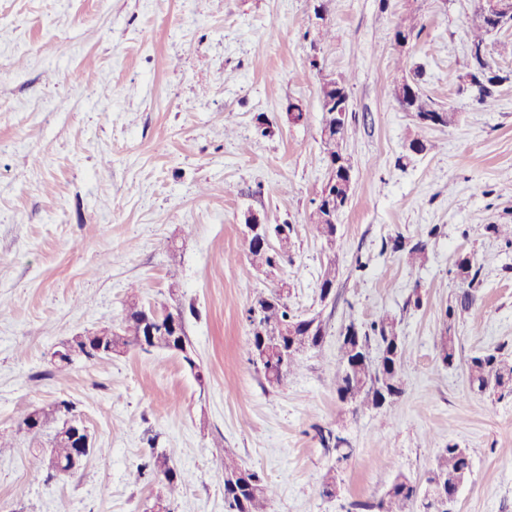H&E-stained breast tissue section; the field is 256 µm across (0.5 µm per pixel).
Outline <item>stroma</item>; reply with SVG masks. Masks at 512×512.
<instances>
[{"label": "stroma", "instance_id": "1", "mask_svg": "<svg viewBox=\"0 0 512 512\" xmlns=\"http://www.w3.org/2000/svg\"><path fill=\"white\" fill-rule=\"evenodd\" d=\"M476 22L474 0H0V512H150L158 484L130 471L154 448L175 449L183 473L171 512H225L228 453L273 485L270 512H378L397 476L424 487L451 443L472 462L455 512H512V396L471 393L463 368L512 354V246L486 230L512 222V56L498 52L512 27L486 37L507 77L486 109L459 80ZM344 71L353 192L324 301L319 88ZM403 74L459 121L420 126L393 97ZM413 139L427 149L411 157ZM250 212L294 226L288 305L327 330L278 387L246 352L253 297L274 287L248 259ZM399 236L426 239L423 267L393 251ZM461 253L482 282L447 368L435 341ZM133 295L182 312L187 353L133 347L53 374L62 341L120 324ZM383 313L406 346L405 392L359 409L334 391L340 331ZM61 400L93 451L50 477L40 451L60 416L36 435L21 423ZM327 430L346 455L322 447Z\"/></svg>", "mask_w": 512, "mask_h": 512}]
</instances>
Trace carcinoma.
<instances>
[{
  "instance_id": "1",
  "label": "carcinoma",
  "mask_w": 512,
  "mask_h": 512,
  "mask_svg": "<svg viewBox=\"0 0 512 512\" xmlns=\"http://www.w3.org/2000/svg\"><path fill=\"white\" fill-rule=\"evenodd\" d=\"M479 34L471 41L467 76L471 78L469 87L475 93L479 104L493 105L495 88L506 80V77L493 70L485 56L477 54L484 46L482 34L494 30L488 24L476 25ZM413 92L408 100V108L419 116L436 115L440 118L437 125L443 128L455 125L459 113L451 107L444 108L424 94L416 81H411ZM345 124H340L336 133L321 139L323 153L327 160L328 172L325 187L337 183L341 179L342 161L345 160L343 140ZM291 242H277V247L265 249L261 246L248 247L252 266L274 260L282 262L288 256ZM393 249L406 252L412 266H421L426 261V242L419 239L415 242L405 241L401 236L393 240ZM459 291L455 302L448 305L444 313V331L438 336L436 350L438 360L443 366L452 368L458 361L456 336L452 333L453 324L459 316L468 312L475 302L476 288L481 282L482 267L473 264L470 259L458 255L454 262ZM125 318L119 328V334L112 337V350L120 353L126 348L137 345L146 321V309L136 298L128 300L125 307ZM250 337L247 353L249 359L259 356L260 338L266 339L264 357L260 373L270 386H280L294 374L301 361V353L307 349L320 346L325 329L322 322H317L316 332L308 333L306 319L294 315L288 308L286 299L280 296L277 289L258 293L248 310ZM355 329V333L344 340L340 347L339 366L336 374V391L339 398L352 395L354 402L363 408H378L381 389L389 387L396 392H403V361L406 353L404 344L398 333L395 318L381 315L369 326L362 327L355 323L345 326V330ZM295 345L299 353L281 365L280 345ZM469 388L473 392L484 394L497 391H512V357L497 351L475 354L466 363ZM53 452L64 472H69L71 461L76 449L70 439L60 434L53 437ZM150 472L157 479L166 500H171L182 486V475L176 466L175 450L151 452L149 459L138 465L135 478ZM224 473L242 475L246 481L243 487L224 486V504L228 512H270L269 505L274 494L273 487L265 482L255 471L243 467L234 457L224 455ZM432 474L447 477L448 487L457 478L468 479L471 474V460L467 449L450 444L436 456ZM415 498L412 482L400 476L389 487L384 500L379 503L382 512H409V506Z\"/></svg>"
}]
</instances>
